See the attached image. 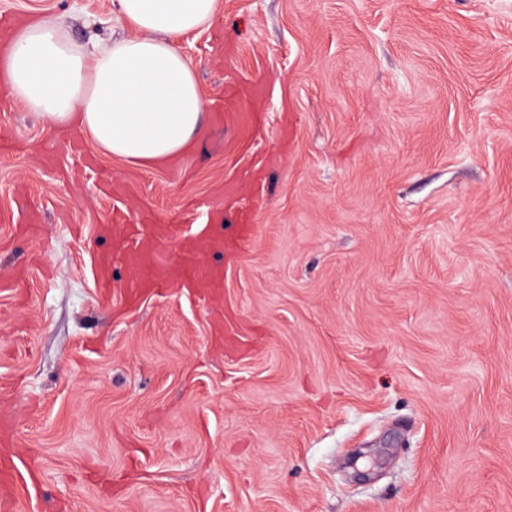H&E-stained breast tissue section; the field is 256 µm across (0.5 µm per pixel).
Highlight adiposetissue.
Segmentation results:
<instances>
[{
	"mask_svg": "<svg viewBox=\"0 0 512 512\" xmlns=\"http://www.w3.org/2000/svg\"><path fill=\"white\" fill-rule=\"evenodd\" d=\"M112 11L129 36L78 47L42 18L0 38V69L50 128L141 167L169 163L190 149L206 107L179 43L214 20L217 0H112Z\"/></svg>",
	"mask_w": 512,
	"mask_h": 512,
	"instance_id": "adipose-tissue-1",
	"label": "adipose tissue"
}]
</instances>
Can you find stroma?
<instances>
[{"label":"stroma","instance_id":"1","mask_svg":"<svg viewBox=\"0 0 512 512\" xmlns=\"http://www.w3.org/2000/svg\"><path fill=\"white\" fill-rule=\"evenodd\" d=\"M75 45L112 0H0ZM144 170L0 96L15 512H512V0H219ZM222 288L127 303L143 219ZM221 224H214V229L204 235L180 242V249L186 253L205 256L213 251H224V237L219 232Z\"/></svg>","mask_w":512,"mask_h":512}]
</instances>
